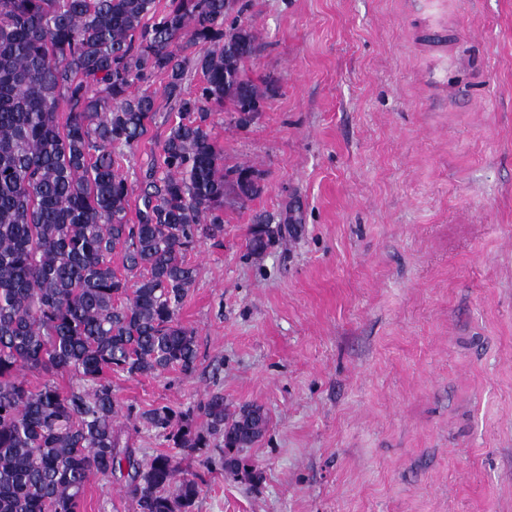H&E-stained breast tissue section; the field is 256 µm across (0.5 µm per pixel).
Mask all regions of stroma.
Returning a JSON list of instances; mask_svg holds the SVG:
<instances>
[{
	"label": "stroma",
	"mask_w": 512,
	"mask_h": 512,
	"mask_svg": "<svg viewBox=\"0 0 512 512\" xmlns=\"http://www.w3.org/2000/svg\"><path fill=\"white\" fill-rule=\"evenodd\" d=\"M248 4L264 108L213 122L261 188L188 254L195 373L113 374L123 440L195 474L192 512H512V0ZM162 85L119 160L135 191L177 115ZM212 391L269 417L236 476L135 419L203 426ZM124 485L92 476L84 512H136Z\"/></svg>",
	"instance_id": "1"
}]
</instances>
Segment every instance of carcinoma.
<instances>
[{
	"mask_svg": "<svg viewBox=\"0 0 512 512\" xmlns=\"http://www.w3.org/2000/svg\"><path fill=\"white\" fill-rule=\"evenodd\" d=\"M245 11L231 0L162 11L156 0H0V512H81L90 477L123 469L139 512H191L193 475L167 453L140 463L122 441L112 373L196 370L195 333L177 317L197 274L187 254L224 236L225 188L251 197L238 177L255 171L224 168L211 127L217 107L245 125L264 100L246 73L257 45ZM190 69L202 75L192 91ZM157 76L178 121L132 223L116 150L147 135L156 109L144 85ZM249 243L267 249L268 224ZM66 373L78 386L60 388ZM200 411L203 430L166 406L136 419L183 451L221 440L223 468L237 472L239 450L267 431L264 408L213 392Z\"/></svg>",
	"mask_w": 512,
	"mask_h": 512,
	"instance_id": "cac0c4a2",
	"label": "carcinoma"
}]
</instances>
